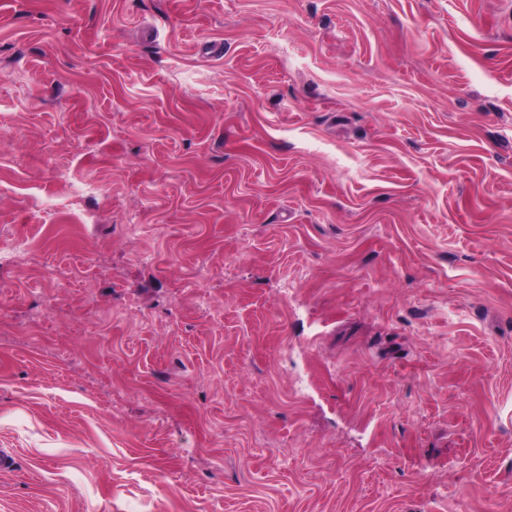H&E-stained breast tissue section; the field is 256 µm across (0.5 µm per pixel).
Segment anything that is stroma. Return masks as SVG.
<instances>
[{
  "instance_id": "stroma-1",
  "label": "stroma",
  "mask_w": 512,
  "mask_h": 512,
  "mask_svg": "<svg viewBox=\"0 0 512 512\" xmlns=\"http://www.w3.org/2000/svg\"><path fill=\"white\" fill-rule=\"evenodd\" d=\"M18 246L0 512H512V0H0Z\"/></svg>"
}]
</instances>
